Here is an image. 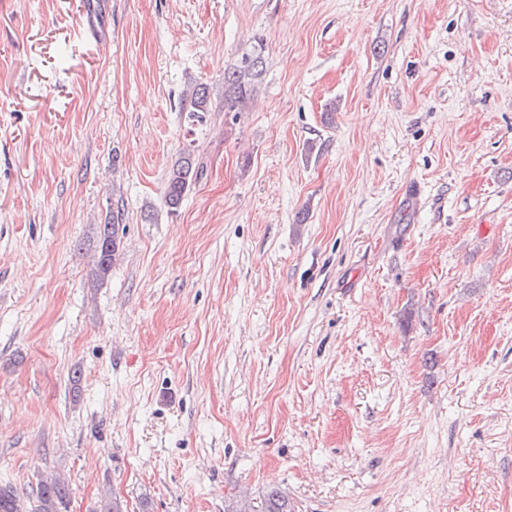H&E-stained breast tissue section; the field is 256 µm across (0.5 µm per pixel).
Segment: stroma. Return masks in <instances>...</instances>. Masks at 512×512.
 <instances>
[{
  "instance_id": "35a3bbf8",
  "label": "stroma",
  "mask_w": 512,
  "mask_h": 512,
  "mask_svg": "<svg viewBox=\"0 0 512 512\" xmlns=\"http://www.w3.org/2000/svg\"><path fill=\"white\" fill-rule=\"evenodd\" d=\"M85 2L0 0V483L512 512V0ZM265 66L262 49L241 56L232 70L224 72V108L228 112H245L254 97ZM210 110L209 87L199 84L184 98L182 112H188V119L194 122H203L205 112ZM192 154L193 150L186 147L169 168L164 201L170 212L177 211L191 185L204 174V166L198 164ZM112 224H103L100 227L99 242L94 260V270L91 274L92 286L99 287L108 276L112 265L116 261L119 245L110 230Z\"/></svg>"
}]
</instances>
